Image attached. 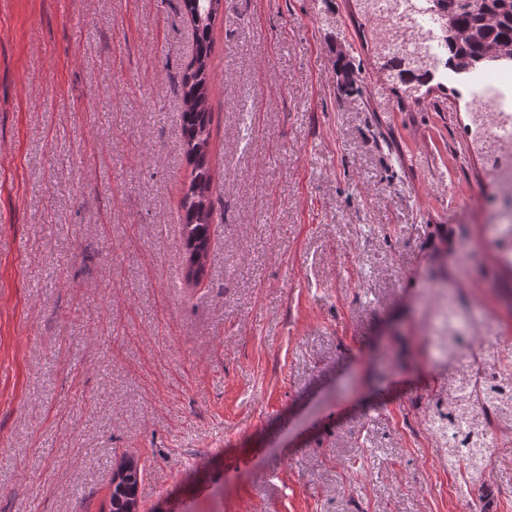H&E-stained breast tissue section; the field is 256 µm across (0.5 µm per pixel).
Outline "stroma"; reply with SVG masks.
Segmentation results:
<instances>
[{
	"label": "stroma",
	"instance_id": "obj_1",
	"mask_svg": "<svg viewBox=\"0 0 512 512\" xmlns=\"http://www.w3.org/2000/svg\"><path fill=\"white\" fill-rule=\"evenodd\" d=\"M353 0H223L206 275L186 270L181 0H0V512H512L422 419L429 289L512 327L466 91H381ZM344 49L360 70L349 94ZM336 69L347 92L360 91V72L354 70L351 62L347 60L346 54L342 50L336 51ZM143 480V468L138 460L127 458V466L119 479L112 478V491L109 499V512H138L135 510L136 495Z\"/></svg>",
	"mask_w": 512,
	"mask_h": 512
}]
</instances>
